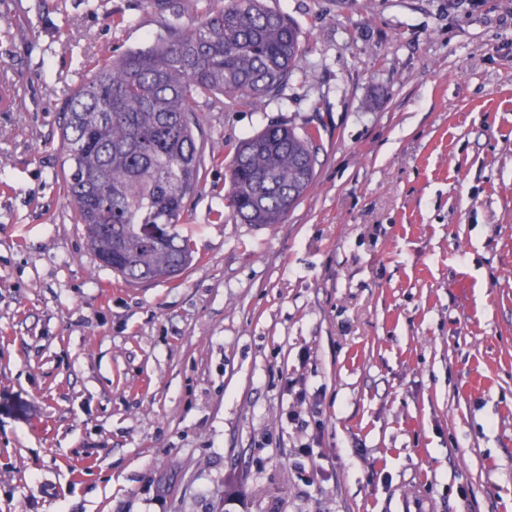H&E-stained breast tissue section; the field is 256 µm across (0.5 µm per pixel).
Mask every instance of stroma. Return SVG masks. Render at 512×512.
Wrapping results in <instances>:
<instances>
[{"label": "stroma", "mask_w": 512, "mask_h": 512, "mask_svg": "<svg viewBox=\"0 0 512 512\" xmlns=\"http://www.w3.org/2000/svg\"><path fill=\"white\" fill-rule=\"evenodd\" d=\"M266 2L298 73L195 134L316 130L315 183L244 224L204 162L193 263L129 284L61 127L92 61L211 2L0 0V512H512V0Z\"/></svg>", "instance_id": "obj_1"}]
</instances>
